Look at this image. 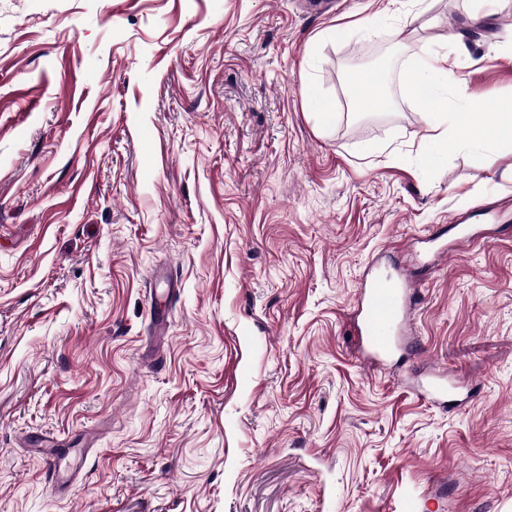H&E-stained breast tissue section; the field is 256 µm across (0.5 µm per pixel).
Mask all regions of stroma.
<instances>
[{"label": "stroma", "mask_w": 512, "mask_h": 512, "mask_svg": "<svg viewBox=\"0 0 512 512\" xmlns=\"http://www.w3.org/2000/svg\"><path fill=\"white\" fill-rule=\"evenodd\" d=\"M457 32L450 104L512 102V0H0V512H512V142L424 158L402 81ZM351 92L370 112L382 110L388 104L386 87L376 71L359 73L354 78ZM408 282L374 278L361 283L357 295L359 330L366 348L379 360L388 359L398 348L401 330L409 321Z\"/></svg>", "instance_id": "35a3bbf8"}]
</instances>
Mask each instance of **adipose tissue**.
Masks as SVG:
<instances>
[{
  "mask_svg": "<svg viewBox=\"0 0 512 512\" xmlns=\"http://www.w3.org/2000/svg\"><path fill=\"white\" fill-rule=\"evenodd\" d=\"M454 64L448 56L415 62L406 73V84L413 95L422 97L425 117L436 141L454 139L482 153L504 139H512V113L503 106L490 107L483 119H476L466 106L448 108V76Z\"/></svg>",
  "mask_w": 512,
  "mask_h": 512,
  "instance_id": "1",
  "label": "adipose tissue"
}]
</instances>
